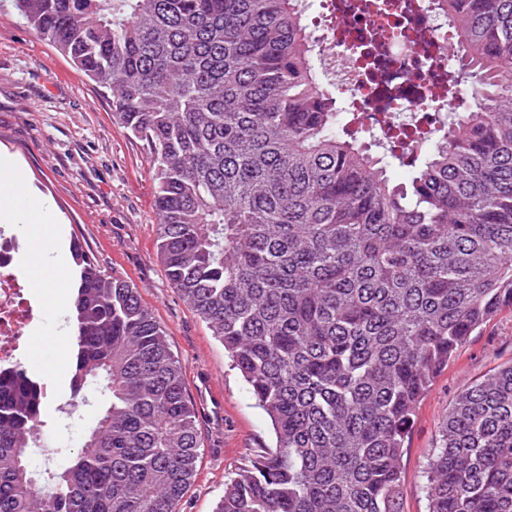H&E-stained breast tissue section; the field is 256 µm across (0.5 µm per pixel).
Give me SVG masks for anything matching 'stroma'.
<instances>
[{"label": "stroma", "instance_id": "stroma-1", "mask_svg": "<svg viewBox=\"0 0 512 512\" xmlns=\"http://www.w3.org/2000/svg\"><path fill=\"white\" fill-rule=\"evenodd\" d=\"M110 98L0 0V153L52 206L67 236L81 240L97 264L130 280L152 307L185 368V386L204 446L197 476L178 512H215L224 482L273 445L267 415L256 406L223 345L170 284L157 254L154 176L148 152L113 123ZM41 317L29 333L30 372L50 385L47 453L29 458L44 474L65 467L95 424L103 393L69 408L62 356L73 339L67 307L35 289ZM512 361V312L488 322L459 346L447 370L420 401L402 457L403 512H427L422 490L440 427L457 395L491 369Z\"/></svg>", "mask_w": 512, "mask_h": 512}]
</instances>
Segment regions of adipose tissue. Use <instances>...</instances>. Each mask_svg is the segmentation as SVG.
Returning a JSON list of instances; mask_svg holds the SVG:
<instances>
[{
	"mask_svg": "<svg viewBox=\"0 0 512 512\" xmlns=\"http://www.w3.org/2000/svg\"><path fill=\"white\" fill-rule=\"evenodd\" d=\"M16 172L17 168L13 161L9 157L0 156V178L7 180L11 192L10 201L6 202L4 210L0 211V220H22L40 225L44 244L35 248L28 272L40 287L45 288L50 303L63 304L66 301L65 292L55 282L49 281L48 276L69 265L65 232L62 226L56 223L47 200L27 188L22 180L16 179Z\"/></svg>",
	"mask_w": 512,
	"mask_h": 512,
	"instance_id": "1",
	"label": "adipose tissue"
}]
</instances>
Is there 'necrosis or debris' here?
Wrapping results in <instances>:
<instances>
[{
    "label": "necrosis or debris",
    "mask_w": 512,
    "mask_h": 512,
    "mask_svg": "<svg viewBox=\"0 0 512 512\" xmlns=\"http://www.w3.org/2000/svg\"><path fill=\"white\" fill-rule=\"evenodd\" d=\"M319 29L322 55L331 57L336 83L357 112L382 111L380 83H389L392 111L453 112L446 94L448 71L458 62L435 0H325ZM23 248L0 226V372L25 357L22 340L39 317L21 272Z\"/></svg>",
    "instance_id": "1"
}]
</instances>
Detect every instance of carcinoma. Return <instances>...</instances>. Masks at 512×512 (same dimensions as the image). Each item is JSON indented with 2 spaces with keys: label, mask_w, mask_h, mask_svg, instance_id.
I'll return each instance as SVG.
<instances>
[{
  "label": "carcinoma",
  "mask_w": 512,
  "mask_h": 512,
  "mask_svg": "<svg viewBox=\"0 0 512 512\" xmlns=\"http://www.w3.org/2000/svg\"><path fill=\"white\" fill-rule=\"evenodd\" d=\"M11 2L146 146L168 279L272 422L216 512H402L417 405L512 310V0H437L452 86L479 82L439 127L397 129L337 110L302 0ZM72 250L69 406L95 384L107 402L38 487L44 386L0 373V512H178L202 448L184 367L138 289ZM423 492L512 512V363L451 405Z\"/></svg>",
  "instance_id": "carcinoma-1"
}]
</instances>
